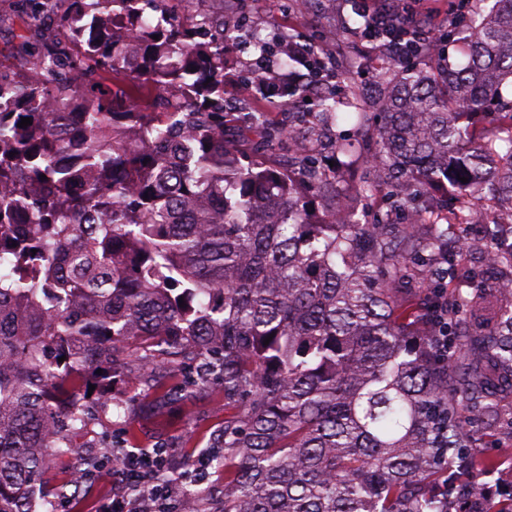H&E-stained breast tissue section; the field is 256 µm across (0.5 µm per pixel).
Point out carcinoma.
<instances>
[{
    "mask_svg": "<svg viewBox=\"0 0 512 512\" xmlns=\"http://www.w3.org/2000/svg\"><path fill=\"white\" fill-rule=\"evenodd\" d=\"M49 2L35 77L0 72V512H50L34 484L85 423L71 385L105 396L132 360L155 390L150 370L173 369L224 391L206 451L224 484L191 489V512H448V468L481 444L462 406L496 413L512 378V0H457L436 43L410 34L420 64L390 59L372 102L357 62L336 73L315 117L369 130L336 145L353 176L220 106L224 31L196 37L224 0L184 22L169 16L192 0ZM76 16L91 41L66 49ZM281 53L317 70L314 46ZM309 93L288 85L283 106ZM71 104L87 112L63 166ZM251 135L298 167L243 164ZM331 192L342 224L310 212ZM474 214L490 285L458 273Z\"/></svg>",
    "mask_w": 512,
    "mask_h": 512,
    "instance_id": "carcinoma-1",
    "label": "carcinoma"
}]
</instances>
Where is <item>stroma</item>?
I'll return each instance as SVG.
<instances>
[{"label": "stroma", "instance_id": "1", "mask_svg": "<svg viewBox=\"0 0 512 512\" xmlns=\"http://www.w3.org/2000/svg\"><path fill=\"white\" fill-rule=\"evenodd\" d=\"M45 0H0V70L22 79L30 71V54L46 36L41 22L32 19L33 11H46ZM349 0H226L224 26L237 30V43L227 63L237 75L258 76L262 56L248 50L249 35L267 40H290L318 44L319 56L327 68L339 69L343 63L331 52L328 31L344 32L342 43L348 57L360 56L364 64L354 81L362 89H371L383 57L365 41L359 29L350 25ZM166 400L155 404L145 397L143 388L124 377L112 386L114 394L127 405L124 409L92 408L90 419L73 435L74 446L91 443L129 442L138 448L167 446L169 479L202 469L209 485H221L222 476L205 455L211 433L224 423V395L219 385L195 391L186 387L182 377L168 379ZM500 418L493 428H486L481 411L467 418L469 426L481 428L488 465L512 459V390L499 405ZM122 465L108 464L90 471L89 481L78 497L59 499V512H100L112 497L122 495L125 483L120 478Z\"/></svg>", "mask_w": 512, "mask_h": 512}]
</instances>
